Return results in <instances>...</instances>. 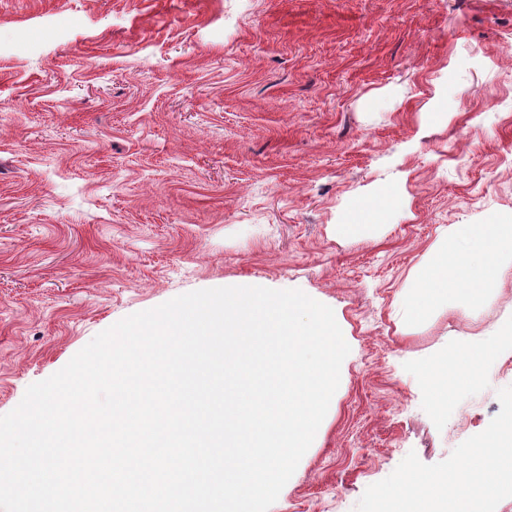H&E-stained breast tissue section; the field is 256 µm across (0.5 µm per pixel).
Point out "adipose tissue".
<instances>
[{"label": "adipose tissue", "instance_id": "ef3b65f1", "mask_svg": "<svg viewBox=\"0 0 512 512\" xmlns=\"http://www.w3.org/2000/svg\"><path fill=\"white\" fill-rule=\"evenodd\" d=\"M512 267V216L492 224H456L427 251L403 295L407 321L437 307L477 309ZM495 342H468L413 363L435 411H448L449 387L478 382ZM512 496V418L467 450L458 469L425 476L409 472L379 499L375 512H487L490 501Z\"/></svg>", "mask_w": 512, "mask_h": 512}]
</instances>
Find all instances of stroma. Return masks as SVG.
<instances>
[{"mask_svg": "<svg viewBox=\"0 0 512 512\" xmlns=\"http://www.w3.org/2000/svg\"><path fill=\"white\" fill-rule=\"evenodd\" d=\"M512 0H0V415L178 295L296 288L349 342L270 512H371L512 417V347L431 408L414 361L493 338L405 321L453 224L512 213ZM369 226L340 238L353 210Z\"/></svg>", "mask_w": 512, "mask_h": 512, "instance_id": "1", "label": "stroma"}]
</instances>
